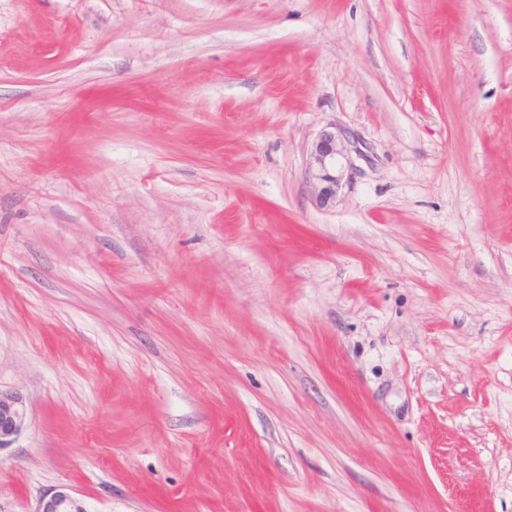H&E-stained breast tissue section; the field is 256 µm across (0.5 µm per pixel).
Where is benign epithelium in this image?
Listing matches in <instances>:
<instances>
[{"label": "benign epithelium", "instance_id": "7a95c632", "mask_svg": "<svg viewBox=\"0 0 512 512\" xmlns=\"http://www.w3.org/2000/svg\"><path fill=\"white\" fill-rule=\"evenodd\" d=\"M347 135L334 127L320 131L313 141L307 168V179L313 189L315 203L321 207L336 200L345 184L348 161ZM25 420L22 398L0 392V449L8 446L21 431ZM36 512H85L82 505L64 488L43 497Z\"/></svg>", "mask_w": 512, "mask_h": 512}]
</instances>
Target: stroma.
I'll return each mask as SVG.
<instances>
[{
  "label": "stroma",
  "instance_id": "obj_1",
  "mask_svg": "<svg viewBox=\"0 0 512 512\" xmlns=\"http://www.w3.org/2000/svg\"><path fill=\"white\" fill-rule=\"evenodd\" d=\"M0 390V512H512V0H0ZM347 135L334 127L320 131L313 141L307 168V179L318 206L336 200L345 184V165L348 161ZM25 415V406L19 395L0 391V449L8 446L19 434ZM82 505L66 491L60 488L49 497H43L35 512H85Z\"/></svg>",
  "mask_w": 512,
  "mask_h": 512
}]
</instances>
